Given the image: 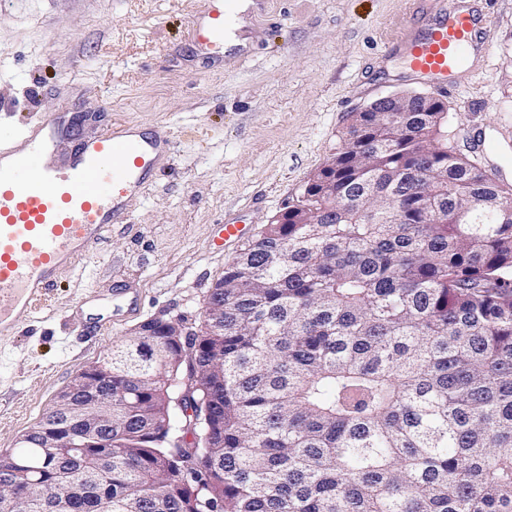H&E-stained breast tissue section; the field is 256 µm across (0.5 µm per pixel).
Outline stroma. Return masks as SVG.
<instances>
[{"mask_svg":"<svg viewBox=\"0 0 512 512\" xmlns=\"http://www.w3.org/2000/svg\"><path fill=\"white\" fill-rule=\"evenodd\" d=\"M206 4L0 0V134L62 111L76 136L121 122L172 141L127 223L0 336V457L142 323L198 326L243 242L301 196L352 112L434 90L388 41L436 8L491 19L489 57L464 56L439 96L458 150L512 185V0H249L239 46L220 55L196 38ZM229 219L240 239L225 240Z\"/></svg>","mask_w":512,"mask_h":512,"instance_id":"stroma-1","label":"stroma"}]
</instances>
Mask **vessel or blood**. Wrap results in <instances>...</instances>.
<instances>
[{"label":"vessel or blood","instance_id":"obj_1","mask_svg":"<svg viewBox=\"0 0 512 512\" xmlns=\"http://www.w3.org/2000/svg\"><path fill=\"white\" fill-rule=\"evenodd\" d=\"M238 0H209L196 28L202 45L221 48ZM419 76L443 78L464 52L490 54L473 12H443L419 36L397 35ZM63 114L40 117L17 144L0 143V336L19 330L59 278L91 259L115 224L124 223L169 150L165 132L146 137L129 125L107 126L67 153Z\"/></svg>","mask_w":512,"mask_h":512}]
</instances>
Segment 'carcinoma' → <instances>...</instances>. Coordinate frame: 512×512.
Here are the masks:
<instances>
[{
  "label": "carcinoma",
  "mask_w": 512,
  "mask_h": 512,
  "mask_svg": "<svg viewBox=\"0 0 512 512\" xmlns=\"http://www.w3.org/2000/svg\"><path fill=\"white\" fill-rule=\"evenodd\" d=\"M328 162L336 223L265 225L210 328L151 319L61 395L103 433L56 446L47 411L0 459L18 512H512V188L438 112H355ZM185 363L206 448L165 440Z\"/></svg>",
  "instance_id": "obj_1"
}]
</instances>
